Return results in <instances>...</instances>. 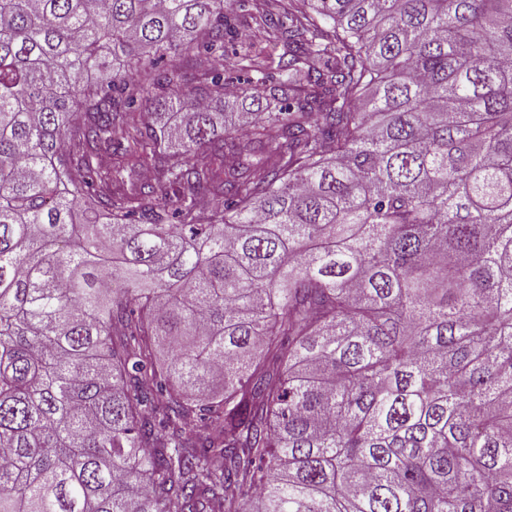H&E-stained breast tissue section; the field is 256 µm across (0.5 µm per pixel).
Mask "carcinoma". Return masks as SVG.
I'll list each match as a JSON object with an SVG mask.
<instances>
[{
	"label": "carcinoma",
	"instance_id": "1",
	"mask_svg": "<svg viewBox=\"0 0 512 512\" xmlns=\"http://www.w3.org/2000/svg\"><path fill=\"white\" fill-rule=\"evenodd\" d=\"M241 8L0 0V512H512V0ZM227 7L225 9V13L230 18L231 23L234 25V29L232 32V41L226 43V53H225V64L231 65L233 61L232 57V47L234 45L239 44L240 42H250L255 39L256 34V25L253 20L249 18V16H243V12L238 8V4L233 2L234 0H226ZM246 34V37L243 35Z\"/></svg>",
	"mask_w": 512,
	"mask_h": 512
}]
</instances>
